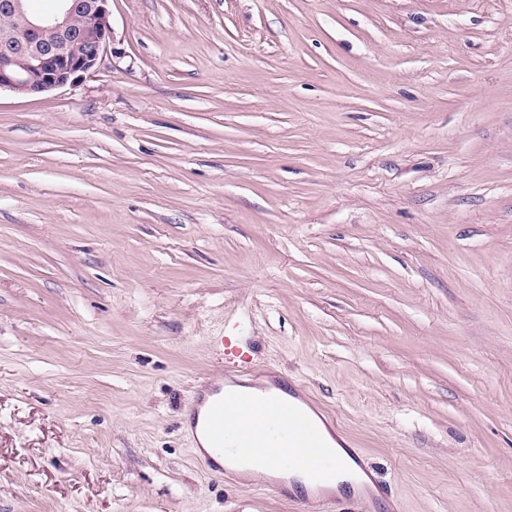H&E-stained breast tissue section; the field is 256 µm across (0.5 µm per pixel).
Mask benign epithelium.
<instances>
[{
    "label": "benign epithelium",
    "instance_id": "obj_1",
    "mask_svg": "<svg viewBox=\"0 0 512 512\" xmlns=\"http://www.w3.org/2000/svg\"><path fill=\"white\" fill-rule=\"evenodd\" d=\"M29 0H0V90L36 96L74 83L104 61L110 0H56L45 15Z\"/></svg>",
    "mask_w": 512,
    "mask_h": 512
}]
</instances>
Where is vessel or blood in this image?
I'll list each match as a JSON object with an SVG mask.
<instances>
[{"label":"vessel or blood","instance_id":"b4317fda","mask_svg":"<svg viewBox=\"0 0 512 512\" xmlns=\"http://www.w3.org/2000/svg\"><path fill=\"white\" fill-rule=\"evenodd\" d=\"M252 360L232 341L224 343V368L226 372L250 371ZM252 415L275 419L279 431L277 439L282 447L284 467H302L311 470L318 479L328 478L332 471V453L320 440L317 430L294 405L282 404L257 393L238 398L232 406H225L223 398H216L209 405L207 428L215 452H228L241 460L258 455L268 442L263 427H230L229 419L235 415Z\"/></svg>","mask_w":512,"mask_h":512}]
</instances>
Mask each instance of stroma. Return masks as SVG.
<instances>
[{
	"mask_svg": "<svg viewBox=\"0 0 512 512\" xmlns=\"http://www.w3.org/2000/svg\"><path fill=\"white\" fill-rule=\"evenodd\" d=\"M110 7L0 92V512H315L196 452L228 324L346 512H512V0Z\"/></svg>",
	"mask_w": 512,
	"mask_h": 512,
	"instance_id": "35a3bbf8",
	"label": "stroma"
}]
</instances>
